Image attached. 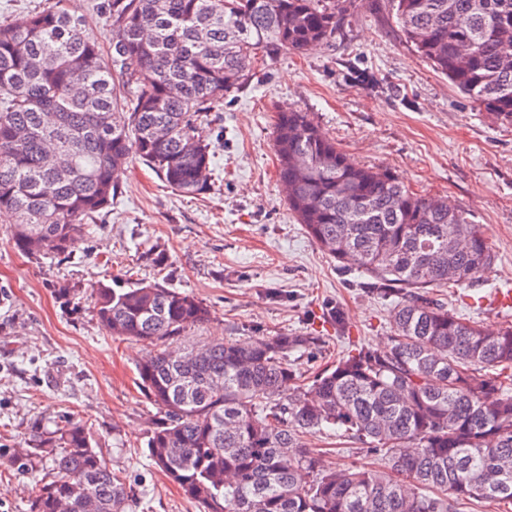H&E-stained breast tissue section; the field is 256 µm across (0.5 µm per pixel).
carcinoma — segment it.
Segmentation results:
<instances>
[{"instance_id": "1", "label": "carcinoma", "mask_w": 512, "mask_h": 512, "mask_svg": "<svg viewBox=\"0 0 512 512\" xmlns=\"http://www.w3.org/2000/svg\"><path fill=\"white\" fill-rule=\"evenodd\" d=\"M71 0L0 23V215L25 255L68 256L140 160L184 195L211 189L197 121L259 61L336 38L349 0H103V50ZM405 38L478 109L512 125V0H393ZM288 209L342 268L395 296L390 344H361L312 376L288 363L317 336L179 342L210 319L155 282L98 283L92 310L146 346L139 384L163 413L148 440L200 512H458L512 503V325L496 333L429 295L494 264L469 214L351 164L303 111L274 131ZM327 432L385 460L324 466ZM51 462L33 512H129L125 483L70 419L31 439Z\"/></svg>"}]
</instances>
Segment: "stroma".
<instances>
[{
	"label": "stroma",
	"mask_w": 512,
	"mask_h": 512,
	"mask_svg": "<svg viewBox=\"0 0 512 512\" xmlns=\"http://www.w3.org/2000/svg\"><path fill=\"white\" fill-rule=\"evenodd\" d=\"M301 110L355 165L391 171L412 192L439 197L485 225L495 264L468 303L434 289L462 318L495 331L512 323L498 293L512 290V125L478 110L421 58L397 24L392 0H353L333 43L283 52L225 96L200 127L215 149L210 193L174 192L133 162L112 207L87 225L71 256H25L0 223V512H31L49 459L16 462L29 439L72 415L133 494L132 512H198L152 462L160 413L137 386L141 343L107 333L92 316L99 282H160L201 299L209 322L187 340L242 341L307 333L294 354L317 370L353 344L384 347L394 299L363 272L338 269L288 209L278 180V113ZM77 294L64 302L61 284ZM347 314L339 335L328 322Z\"/></svg>",
	"instance_id": "obj_1"
}]
</instances>
